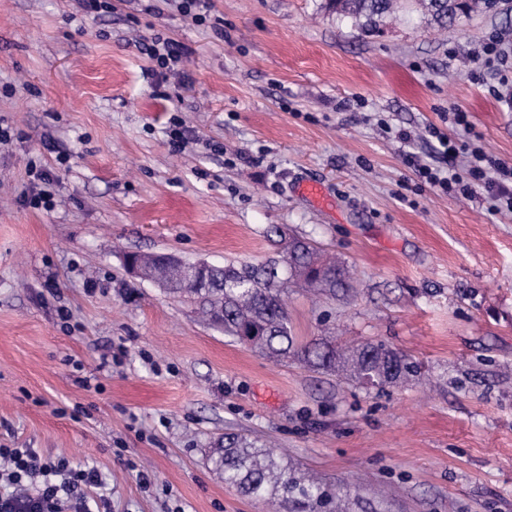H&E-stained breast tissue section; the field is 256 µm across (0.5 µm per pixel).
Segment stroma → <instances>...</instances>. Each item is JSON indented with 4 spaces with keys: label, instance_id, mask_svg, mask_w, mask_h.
Instances as JSON below:
<instances>
[{
    "label": "stroma",
    "instance_id": "obj_1",
    "mask_svg": "<svg viewBox=\"0 0 512 512\" xmlns=\"http://www.w3.org/2000/svg\"><path fill=\"white\" fill-rule=\"evenodd\" d=\"M324 3L211 0L197 22L180 0H0V448L97 469L99 512H266L211 461L231 432L361 512H512V215L422 183L394 136L442 165L427 129L459 107L512 164V111L466 66L512 40V8L365 36ZM158 37L187 48L177 72ZM274 226L353 270L344 296L284 292L300 341H382L419 380L271 363L125 264L257 266ZM161 47H159V45ZM148 55L156 60L157 66L165 72H172L174 65L182 60L183 49L182 47L171 41H161L160 39L155 40L151 46L146 47Z\"/></svg>",
    "mask_w": 512,
    "mask_h": 512
}]
</instances>
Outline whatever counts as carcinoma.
<instances>
[{
    "instance_id": "1",
    "label": "carcinoma",
    "mask_w": 512,
    "mask_h": 512,
    "mask_svg": "<svg viewBox=\"0 0 512 512\" xmlns=\"http://www.w3.org/2000/svg\"><path fill=\"white\" fill-rule=\"evenodd\" d=\"M325 8L354 29L380 33L400 12L428 28L444 30L453 26L460 12L467 15L483 12L485 4L482 0H469L463 6L457 0H407L405 3L402 0H328ZM317 259L327 270L336 272V279L312 275V265ZM300 261L301 269L286 280L268 277L262 267L251 270L233 264L212 267L201 275L200 287L186 288L179 281L171 293L200 300L212 324L224 329V335L245 341L275 364L294 359L332 370L339 362L350 377L361 381L370 376L380 385L397 383L416 373L414 363L405 354L381 341H366L346 347L340 353L318 343H299L289 326L283 289L309 288L321 293L345 285L350 278L347 265L325 257L318 250L300 256ZM250 329L255 334L242 339L241 332ZM387 353L393 354L396 364L393 375L382 360ZM213 462L224 475L226 485L266 503L273 512L294 502H314L329 507L332 512H350L347 487H339L332 494L314 480L296 477L288 466L277 461L268 444L244 434L220 437L215 443Z\"/></svg>"
}]
</instances>
